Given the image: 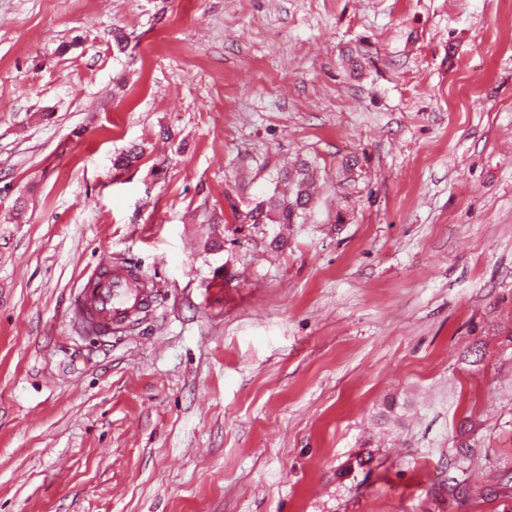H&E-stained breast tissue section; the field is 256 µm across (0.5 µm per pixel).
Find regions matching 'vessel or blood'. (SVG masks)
<instances>
[{
	"label": "vessel or blood",
	"instance_id": "obj_1",
	"mask_svg": "<svg viewBox=\"0 0 512 512\" xmlns=\"http://www.w3.org/2000/svg\"><path fill=\"white\" fill-rule=\"evenodd\" d=\"M156 295L153 281L139 270L111 263L82 281L72 318L85 333L109 336L128 330L136 314L153 307Z\"/></svg>",
	"mask_w": 512,
	"mask_h": 512
}]
</instances>
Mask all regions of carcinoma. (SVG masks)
<instances>
[{
	"label": "carcinoma",
	"instance_id": "cac0c4a2",
	"mask_svg": "<svg viewBox=\"0 0 512 512\" xmlns=\"http://www.w3.org/2000/svg\"><path fill=\"white\" fill-rule=\"evenodd\" d=\"M271 192L251 199L244 208H233L238 224H300L309 210L313 198V181L309 166L303 162L295 172L276 173ZM493 489L472 487L456 482L448 485V497L458 504L470 499H488L495 495Z\"/></svg>",
	"mask_w": 512,
	"mask_h": 512
}]
</instances>
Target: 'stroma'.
Masks as SVG:
<instances>
[{
    "label": "stroma",
    "mask_w": 512,
    "mask_h": 512,
    "mask_svg": "<svg viewBox=\"0 0 512 512\" xmlns=\"http://www.w3.org/2000/svg\"><path fill=\"white\" fill-rule=\"evenodd\" d=\"M301 159L274 251L232 209ZM118 261L156 305L86 335ZM510 468L512 0H0V512H512L446 493ZM156 295L153 281L139 270L110 263L82 281L72 318L87 334L110 336L128 330L136 314H145L153 307Z\"/></svg>",
    "instance_id": "stroma-1"
}]
</instances>
